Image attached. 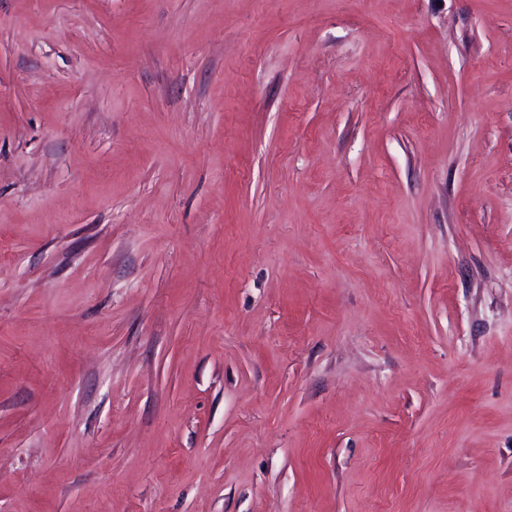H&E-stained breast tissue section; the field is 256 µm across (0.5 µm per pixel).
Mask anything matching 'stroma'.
Listing matches in <instances>:
<instances>
[{
    "label": "stroma",
    "instance_id": "obj_1",
    "mask_svg": "<svg viewBox=\"0 0 512 512\" xmlns=\"http://www.w3.org/2000/svg\"><path fill=\"white\" fill-rule=\"evenodd\" d=\"M0 512H512V0H0Z\"/></svg>",
    "mask_w": 512,
    "mask_h": 512
}]
</instances>
